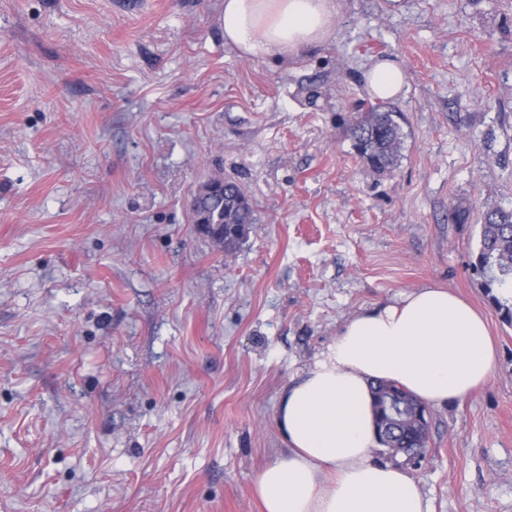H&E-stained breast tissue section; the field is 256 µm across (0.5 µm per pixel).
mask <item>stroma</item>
Listing matches in <instances>:
<instances>
[{
	"label": "stroma",
	"instance_id": "1",
	"mask_svg": "<svg viewBox=\"0 0 512 512\" xmlns=\"http://www.w3.org/2000/svg\"><path fill=\"white\" fill-rule=\"evenodd\" d=\"M336 5L280 62L225 46L224 0H0V512H261L282 390L427 285L498 352L408 472L431 512H512V324L469 266L512 209V0ZM384 59L379 174L345 130ZM210 176L254 209L230 253L185 206ZM367 88L374 97L392 100L399 96L404 86V75L392 60H380L372 64L365 74Z\"/></svg>",
	"mask_w": 512,
	"mask_h": 512
}]
</instances>
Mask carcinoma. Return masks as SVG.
I'll return each instance as SVG.
<instances>
[{
    "instance_id": "1",
    "label": "carcinoma",
    "mask_w": 512,
    "mask_h": 512,
    "mask_svg": "<svg viewBox=\"0 0 512 512\" xmlns=\"http://www.w3.org/2000/svg\"><path fill=\"white\" fill-rule=\"evenodd\" d=\"M346 135L370 168L379 173L395 169L403 134L394 112L373 109L349 125ZM196 208L223 221L226 250L235 249L247 227L255 223L249 199L239 183L231 179L224 180V196L202 199ZM473 267L483 278L491 304L512 323V210L499 208L483 213ZM371 391L380 445L388 449L426 446L429 431L419 428L410 416L422 402L387 381L375 382Z\"/></svg>"
}]
</instances>
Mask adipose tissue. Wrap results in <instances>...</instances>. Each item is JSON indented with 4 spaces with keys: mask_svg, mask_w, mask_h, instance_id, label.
I'll return each mask as SVG.
<instances>
[{
    "mask_svg": "<svg viewBox=\"0 0 512 512\" xmlns=\"http://www.w3.org/2000/svg\"><path fill=\"white\" fill-rule=\"evenodd\" d=\"M336 0H224V44L240 56H293L333 35ZM374 97L404 86L398 64L366 74ZM496 348L485 318L449 290L422 287L358 312L305 376L281 394L287 442L256 478L264 512H430L402 467L376 461L371 384L391 381L422 402L460 400L490 378Z\"/></svg>",
    "mask_w": 512,
    "mask_h": 512,
    "instance_id": "obj_1",
    "label": "adipose tissue"
}]
</instances>
